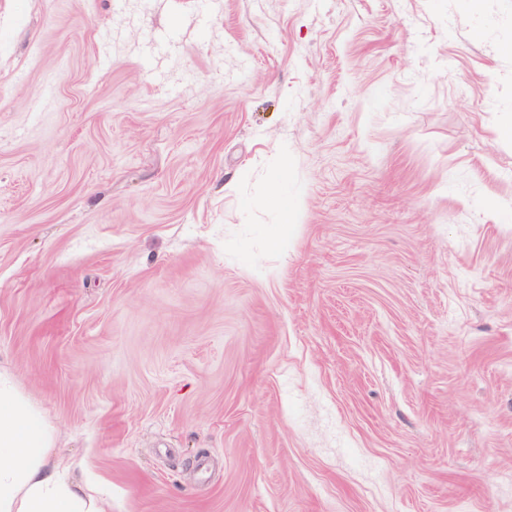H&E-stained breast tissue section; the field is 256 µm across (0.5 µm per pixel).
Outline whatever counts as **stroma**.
Wrapping results in <instances>:
<instances>
[{
	"label": "stroma",
	"instance_id": "obj_1",
	"mask_svg": "<svg viewBox=\"0 0 512 512\" xmlns=\"http://www.w3.org/2000/svg\"><path fill=\"white\" fill-rule=\"evenodd\" d=\"M509 42L512 0H0V371L87 494L512 512Z\"/></svg>",
	"mask_w": 512,
	"mask_h": 512
}]
</instances>
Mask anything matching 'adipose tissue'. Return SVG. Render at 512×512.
Instances as JSON below:
<instances>
[{
    "mask_svg": "<svg viewBox=\"0 0 512 512\" xmlns=\"http://www.w3.org/2000/svg\"><path fill=\"white\" fill-rule=\"evenodd\" d=\"M52 448L50 427L0 374V512H101Z\"/></svg>",
    "mask_w": 512,
    "mask_h": 512,
    "instance_id": "1",
    "label": "adipose tissue"
}]
</instances>
